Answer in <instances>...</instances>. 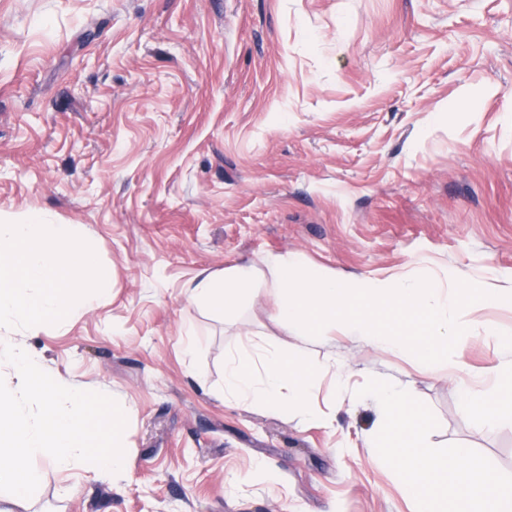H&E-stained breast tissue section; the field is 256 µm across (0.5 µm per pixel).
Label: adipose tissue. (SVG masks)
<instances>
[{
  "label": "adipose tissue",
  "mask_w": 512,
  "mask_h": 512,
  "mask_svg": "<svg viewBox=\"0 0 512 512\" xmlns=\"http://www.w3.org/2000/svg\"><path fill=\"white\" fill-rule=\"evenodd\" d=\"M259 368L246 362L244 352L229 354L224 361V392L245 406H260L271 411L293 407L305 417H312L309 406L312 385L318 374H333L342 382L335 362H313L294 358L275 349H259ZM463 409L479 423H512V394L488 397L473 388L462 390Z\"/></svg>",
  "instance_id": "1"
}]
</instances>
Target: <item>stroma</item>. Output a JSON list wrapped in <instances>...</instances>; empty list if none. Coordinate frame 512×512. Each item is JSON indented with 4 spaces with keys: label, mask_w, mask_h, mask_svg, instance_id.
<instances>
[{
    "label": "stroma",
    "mask_w": 512,
    "mask_h": 512,
    "mask_svg": "<svg viewBox=\"0 0 512 512\" xmlns=\"http://www.w3.org/2000/svg\"><path fill=\"white\" fill-rule=\"evenodd\" d=\"M33 211L83 226L110 293L0 336L115 398L127 426L119 477L35 460L29 512H411L365 442L377 407L355 392L373 377L432 410L430 444L512 474V425L460 400L512 308L464 309L473 333L425 373L340 330L297 336L266 289L230 319L186 294L270 252L512 280V0H0V219ZM265 343L344 368L343 393L314 384L323 423L222 397L226 356Z\"/></svg>",
    "instance_id": "obj_1"
}]
</instances>
